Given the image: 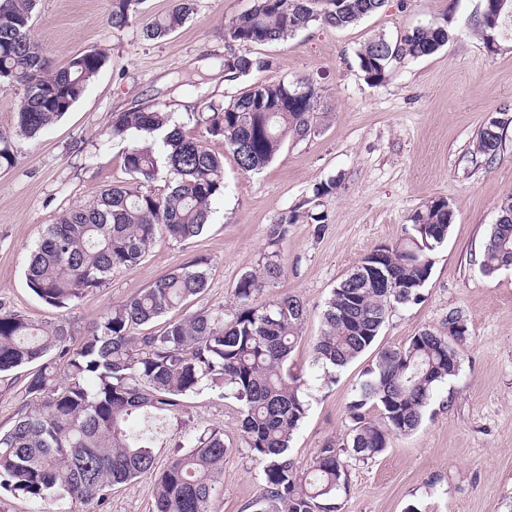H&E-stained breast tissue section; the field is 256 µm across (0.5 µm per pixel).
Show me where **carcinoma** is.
Returning <instances> with one entry per match:
<instances>
[{
  "label": "carcinoma",
  "instance_id": "cac0c4a2",
  "mask_svg": "<svg viewBox=\"0 0 512 512\" xmlns=\"http://www.w3.org/2000/svg\"><path fill=\"white\" fill-rule=\"evenodd\" d=\"M140 3L112 0V28L126 27ZM383 6L384 0H255L249 12L225 25L224 40L252 47L285 40L318 21L346 28ZM35 7L36 0H0V86L23 89L16 124L29 137L61 119L106 62L102 52L91 50L53 65L29 34ZM191 11V0H174L165 15L142 29L144 39L169 35ZM474 29L483 40L497 32L492 52L512 50V0H480ZM451 36L448 15L396 39L375 34L357 53L359 69L367 82L381 84L394 63L429 56ZM268 66L269 61L248 54L224 60L231 80ZM320 98L306 78L256 80L221 105L207 104L200 121L204 132L198 136L186 133L169 112L114 114V136L131 129L160 135L163 164L176 176L174 185L156 193L150 186L159 175L154 147L131 143L123 167L135 186L107 189L96 206L69 209L47 225L28 258V287L45 303L66 308L101 287L113 271L140 264L158 235L180 243L198 237L213 200L224 194V160L207 147L208 139H223L242 170L260 171L286 138L311 134ZM511 122L497 118L478 131L476 162L489 166L501 157ZM496 213L499 220L491 225L478 262L488 278L512 269V193L499 200ZM299 218L295 209L280 216L259 268L239 277L229 307L194 312L156 332L136 334L134 329L202 293L206 262L195 260L162 276L101 316L79 339L63 322L40 326L0 312V372L35 366L14 423L0 430V487L31 500L56 491L100 500L117 485L152 475L153 512H209L228 451L223 430L196 432L187 450L157 472L152 437L131 426L138 415H176L186 399L209 388L242 405V444L262 465L268 505L262 512H338V494L348 486L341 450L325 446L305 470L289 457L308 412L306 380L289 366L306 306L290 294L257 303L282 276L279 243ZM410 221L402 243L374 249L332 289L313 346V366L323 375L314 380L333 382L328 367L342 368L369 351L396 306L421 298L433 253L447 238L455 209L435 198ZM460 320L461 313L450 310L448 333L425 328L403 346L377 352L349 405L346 445L353 459L373 460L386 450L391 435L409 434L421 425L436 387L460 370L459 348L468 336V328H458ZM368 406L378 408V418L366 413Z\"/></svg>",
  "mask_w": 512,
  "mask_h": 512
}]
</instances>
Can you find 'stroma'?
I'll list each match as a JSON object with an SVG mask.
<instances>
[{"label": "stroma", "instance_id": "1", "mask_svg": "<svg viewBox=\"0 0 512 512\" xmlns=\"http://www.w3.org/2000/svg\"><path fill=\"white\" fill-rule=\"evenodd\" d=\"M478 0H386L376 14L348 28L316 22L287 40L251 48L269 60L258 79L306 77L328 105L314 133L287 138L273 161L249 173L223 140L209 148L224 157V194L212 204L204 232L187 243L158 238L137 266L113 272L68 309L42 302L27 286V256L46 225L71 208H89L100 193L124 184L122 159L139 131L112 133V115L163 109L199 133L202 100L218 103L246 89L249 78L228 80L223 61L233 47L224 26L248 12L253 0H193L186 23L169 36L147 41L142 29L172 0H142L129 25L113 29L111 0H38L31 37L64 65L74 55L105 50L108 60L83 96L38 138L18 133L17 87H0V134L15 154L0 168V311L40 324L66 321L84 336L100 316L155 280L199 258L208 261L205 290L169 311L172 319L230 305L231 289L257 269L269 234L281 215L297 210L280 250L284 273L263 300L298 296L307 306L290 363L313 373L312 348L322 329L321 312L336 285L374 248L401 241L409 218L432 199H448L456 212L446 241L418 302L393 310L377 348L400 347L419 330L447 332L448 313L461 311L468 339L455 377L438 387L421 426L389 439L369 462H350L339 512H512V269L484 277L477 261L497 201L512 191V126L491 166L472 161L478 130L512 110V50L488 53L471 18ZM451 13L454 35L434 54L398 63L389 79L368 84L356 53L371 35L394 39L405 30ZM338 190L317 199L316 184L329 179ZM327 217L325 227L315 214ZM375 354L336 373L327 385L311 382L310 408L294 436L290 456L307 467L319 448L342 444L351 427L348 407ZM26 368L0 373V430L8 429L22 403ZM241 406L204 389L190 396L185 414L169 418L153 443L157 467L198 429L224 431L228 452L219 493L210 512H258L261 465L241 443ZM154 479L143 476L113 487L102 501L53 496L35 502L0 489V512H152Z\"/></svg>", "mask_w": 512, "mask_h": 512}]
</instances>
